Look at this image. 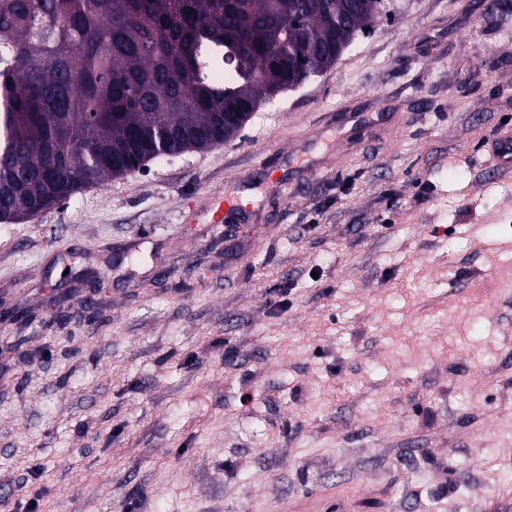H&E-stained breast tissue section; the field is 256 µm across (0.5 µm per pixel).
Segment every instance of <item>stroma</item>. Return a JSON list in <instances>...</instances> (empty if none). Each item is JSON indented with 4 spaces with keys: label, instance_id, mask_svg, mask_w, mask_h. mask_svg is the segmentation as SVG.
Listing matches in <instances>:
<instances>
[{
    "label": "stroma",
    "instance_id": "35a3bbf8",
    "mask_svg": "<svg viewBox=\"0 0 512 512\" xmlns=\"http://www.w3.org/2000/svg\"><path fill=\"white\" fill-rule=\"evenodd\" d=\"M505 123L512 0H386L233 140L0 223V512L512 496ZM485 164L487 168L498 173L512 170V128L510 125L502 126L495 134Z\"/></svg>",
    "mask_w": 512,
    "mask_h": 512
}]
</instances>
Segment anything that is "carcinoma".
<instances>
[{
	"instance_id": "obj_1",
	"label": "carcinoma",
	"mask_w": 512,
	"mask_h": 512,
	"mask_svg": "<svg viewBox=\"0 0 512 512\" xmlns=\"http://www.w3.org/2000/svg\"><path fill=\"white\" fill-rule=\"evenodd\" d=\"M374 0H0V221L238 134Z\"/></svg>"
}]
</instances>
